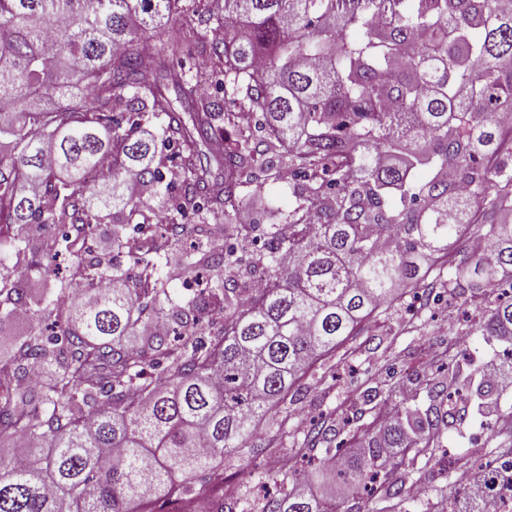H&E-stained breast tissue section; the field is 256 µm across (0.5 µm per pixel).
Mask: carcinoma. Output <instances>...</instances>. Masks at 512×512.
Listing matches in <instances>:
<instances>
[{"instance_id":"1","label":"carcinoma","mask_w":512,"mask_h":512,"mask_svg":"<svg viewBox=\"0 0 512 512\" xmlns=\"http://www.w3.org/2000/svg\"><path fill=\"white\" fill-rule=\"evenodd\" d=\"M187 43L205 55L193 79L171 56ZM211 81L230 106L206 97ZM1 105L11 152H0V244L21 254L30 239L18 229L59 225L51 249L85 276L60 294L84 292L85 280L114 287L71 307L29 304L0 273L1 300L63 325L0 365V439L43 448L0 455V512H133L174 476L213 472L366 318L443 278L444 255L472 224L489 251L448 284L461 295L512 289V0H0ZM241 111L258 124L238 125ZM152 121L180 155L169 176L188 191L176 208L200 229L235 211L247 185L295 179L293 206L261 225V287L250 289L233 243L197 260L165 261L160 247L130 255L150 290L80 247L102 211L136 215L169 177L152 166L157 142L138 135ZM132 176L141 190L127 197ZM202 268L188 308L167 314L146 300ZM207 310L223 327L205 342L194 333ZM145 320L162 332H141ZM480 331L512 339V296L489 302ZM163 362L167 378L146 377ZM426 385V410L385 398L392 415L370 408L361 458L333 470L332 455L322 473L374 485L380 503L416 500L409 466L433 456L459 400L481 406L497 392L483 378L464 393ZM506 472L512 486V461L472 467L479 492L459 508L442 490L428 512H499ZM306 486L295 480L262 512H339L336 496Z\"/></svg>"}]
</instances>
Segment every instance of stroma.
Returning <instances> with one entry per match:
<instances>
[{"instance_id": "35a3bbf8", "label": "stroma", "mask_w": 512, "mask_h": 512, "mask_svg": "<svg viewBox=\"0 0 512 512\" xmlns=\"http://www.w3.org/2000/svg\"><path fill=\"white\" fill-rule=\"evenodd\" d=\"M291 202L287 185L270 181L247 194L230 221H268L287 210ZM479 321L475 305H461L434 282L406 293L399 304L369 319L353 340L323 357L296 383L279 408V415L291 426L301 418L311 424L324 421L331 425V432L313 449L311 458L291 457L288 440L273 436L263 426L256 434L255 448L225 458V483L255 505H262L263 495L276 496L283 490L278 481L256 486L255 477L267 462L286 458L292 469L309 471L312 457L324 456L326 449H334L340 457L348 456L354 441L342 416L359 415L366 410L367 399L384 398L392 387L396 399L427 408L428 393L420 379L431 368L437 370L439 380L463 387L475 375L474 363L505 358L504 343L482 336ZM509 439L512 433L503 430L501 424L468 411L463 424L443 430L434 458L420 471V486L431 493L445 486L442 457H454L460 464H490L495 460L494 444Z\"/></svg>"}]
</instances>
